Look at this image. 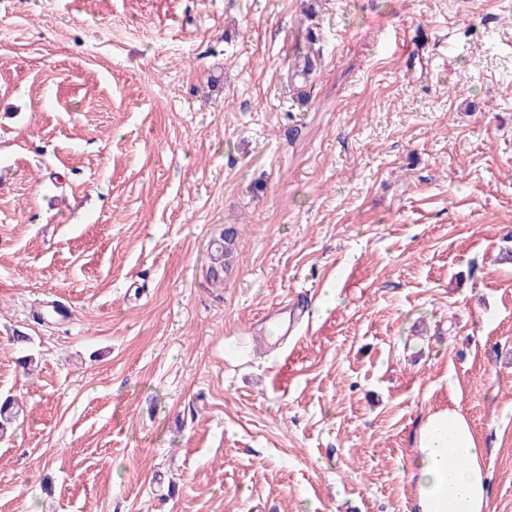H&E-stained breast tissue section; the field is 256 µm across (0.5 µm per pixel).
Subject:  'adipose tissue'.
<instances>
[{"label":"adipose tissue","instance_id":"obj_1","mask_svg":"<svg viewBox=\"0 0 512 512\" xmlns=\"http://www.w3.org/2000/svg\"><path fill=\"white\" fill-rule=\"evenodd\" d=\"M485 454L458 410L429 414L417 437L415 512H485L489 499Z\"/></svg>","mask_w":512,"mask_h":512}]
</instances>
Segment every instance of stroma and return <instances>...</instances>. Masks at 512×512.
Masks as SVG:
<instances>
[{"mask_svg": "<svg viewBox=\"0 0 512 512\" xmlns=\"http://www.w3.org/2000/svg\"><path fill=\"white\" fill-rule=\"evenodd\" d=\"M1 394L0 512H414L449 407L512 512V0H0ZM234 232L227 231L224 236L215 240L210 249L208 277L213 281L220 279L221 273L228 270L231 259L233 258ZM22 414L19 402L12 396L0 397V437L6 436L18 425Z\"/></svg>", "mask_w": 512, "mask_h": 512, "instance_id": "obj_1", "label": "stroma"}]
</instances>
